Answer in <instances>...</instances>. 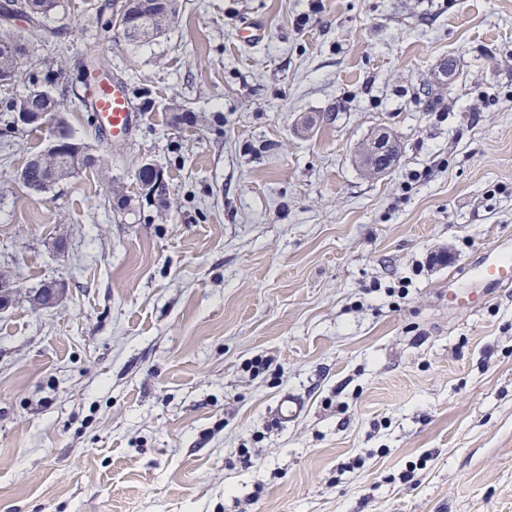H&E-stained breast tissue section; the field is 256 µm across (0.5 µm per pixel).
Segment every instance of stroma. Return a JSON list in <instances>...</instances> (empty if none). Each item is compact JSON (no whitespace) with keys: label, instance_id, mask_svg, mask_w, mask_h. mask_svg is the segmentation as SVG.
<instances>
[{"label":"stroma","instance_id":"obj_1","mask_svg":"<svg viewBox=\"0 0 512 512\" xmlns=\"http://www.w3.org/2000/svg\"><path fill=\"white\" fill-rule=\"evenodd\" d=\"M311 1L181 0L140 45L47 18L37 57L151 106L111 144L64 103L98 162L38 194L48 128H0V512H512V288L448 302L512 252V0ZM396 148V143L388 132L380 131L366 144L362 160L371 167L377 166L384 171L389 167L391 157L393 159L396 156ZM475 276L483 283V293L491 295L499 288H504L512 284V259H507L497 253L491 260H483L475 263L458 275H452L448 278V293L455 301L454 307L461 310L471 308L470 297L459 293L456 284L459 279L469 275ZM61 288V284L57 281L46 283L42 288H37L33 291L29 296V300L37 308L51 307L57 303Z\"/></svg>","mask_w":512,"mask_h":512}]
</instances>
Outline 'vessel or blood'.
I'll return each instance as SVG.
<instances>
[{
    "instance_id": "obj_1",
    "label": "vessel or blood",
    "mask_w": 512,
    "mask_h": 512,
    "mask_svg": "<svg viewBox=\"0 0 512 512\" xmlns=\"http://www.w3.org/2000/svg\"><path fill=\"white\" fill-rule=\"evenodd\" d=\"M91 108L103 136L112 142L126 140L140 118L123 84L117 80L93 86ZM469 272L482 283L487 295L512 285V259L499 254L471 265Z\"/></svg>"
}]
</instances>
